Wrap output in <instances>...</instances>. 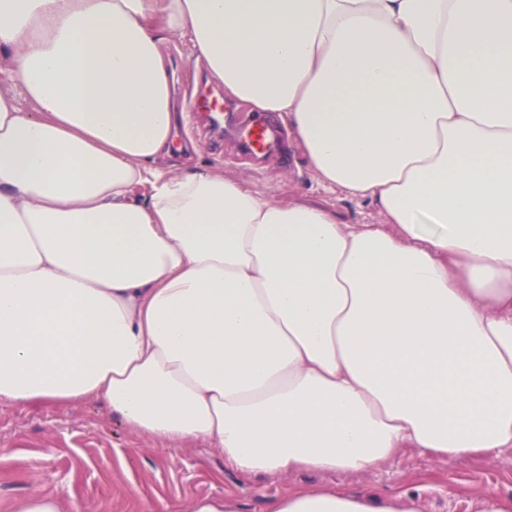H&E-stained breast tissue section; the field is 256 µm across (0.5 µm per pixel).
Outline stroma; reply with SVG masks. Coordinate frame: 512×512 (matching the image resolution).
I'll return each instance as SVG.
<instances>
[{
	"mask_svg": "<svg viewBox=\"0 0 512 512\" xmlns=\"http://www.w3.org/2000/svg\"><path fill=\"white\" fill-rule=\"evenodd\" d=\"M167 55L170 70L185 76L171 86L184 129L181 143L165 160L168 167L187 170L217 162L226 176L275 200L304 197L333 207L341 223H379L378 214L363 202L314 181L297 146H289L287 163L271 161L261 170L236 159L233 147L192 130L181 85L193 83L202 65L180 38L171 41ZM312 487L342 488L369 498L411 494L420 512H474L485 492L512 498V449L452 464L409 449L382 468L362 473L249 475L206 442L140 434L100 401L59 407L0 404V512H11L13 501L33 489L48 496L66 494L83 512H144L158 499L167 501L171 512H188L194 500L213 496L237 499L241 512H270L274 500Z\"/></svg>",
	"mask_w": 512,
	"mask_h": 512,
	"instance_id": "1",
	"label": "stroma"
}]
</instances>
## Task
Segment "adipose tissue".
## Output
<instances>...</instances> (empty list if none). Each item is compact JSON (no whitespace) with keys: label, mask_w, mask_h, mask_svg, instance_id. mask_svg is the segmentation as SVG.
<instances>
[{"label":"adipose tissue","mask_w":512,"mask_h":512,"mask_svg":"<svg viewBox=\"0 0 512 512\" xmlns=\"http://www.w3.org/2000/svg\"><path fill=\"white\" fill-rule=\"evenodd\" d=\"M173 37L380 223L162 167ZM0 50V403L247 474L512 448V0H0Z\"/></svg>","instance_id":"ef3b65f1"}]
</instances>
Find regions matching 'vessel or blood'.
I'll return each mask as SVG.
<instances>
[{"label":"vessel or blood","instance_id":"1","mask_svg":"<svg viewBox=\"0 0 512 512\" xmlns=\"http://www.w3.org/2000/svg\"><path fill=\"white\" fill-rule=\"evenodd\" d=\"M189 109L197 124L215 137H230L238 151L254 163L281 155L282 128L268 115L258 112L227 113L223 94L201 85L189 94Z\"/></svg>","mask_w":512,"mask_h":512}]
</instances>
